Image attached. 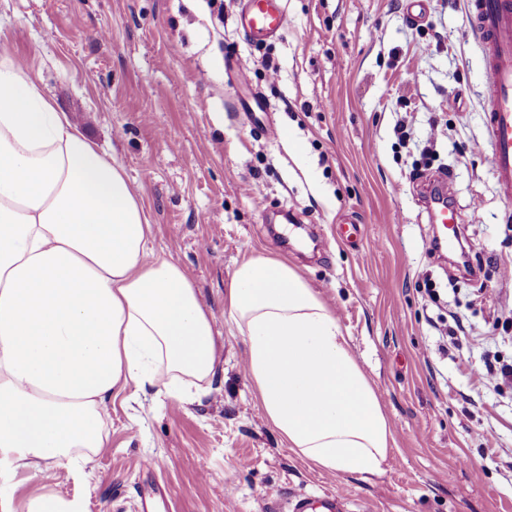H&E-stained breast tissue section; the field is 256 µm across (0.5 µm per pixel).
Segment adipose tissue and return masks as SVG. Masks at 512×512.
<instances>
[{"label":"adipose tissue","mask_w":512,"mask_h":512,"mask_svg":"<svg viewBox=\"0 0 512 512\" xmlns=\"http://www.w3.org/2000/svg\"><path fill=\"white\" fill-rule=\"evenodd\" d=\"M150 235L123 167L0 55V476L90 462L128 388L190 402L210 391L215 317ZM224 309L289 448L329 474L380 473L392 440L380 396L297 268L243 260Z\"/></svg>","instance_id":"obj_1"}]
</instances>
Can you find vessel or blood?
<instances>
[{"instance_id": "1", "label": "vessel or blood", "mask_w": 512, "mask_h": 512, "mask_svg": "<svg viewBox=\"0 0 512 512\" xmlns=\"http://www.w3.org/2000/svg\"><path fill=\"white\" fill-rule=\"evenodd\" d=\"M238 21L251 42L263 43L285 32L289 16L281 0H242ZM469 31L484 48L487 74L486 123L491 145V165L502 186L501 203L512 218V0H466ZM441 187L429 214L431 240L437 249L447 248L460 237L461 215L449 197L454 184L440 174ZM346 494L336 489L321 496L293 499L289 512H344Z\"/></svg>"}]
</instances>
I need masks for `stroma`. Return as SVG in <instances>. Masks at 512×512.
<instances>
[{
    "mask_svg": "<svg viewBox=\"0 0 512 512\" xmlns=\"http://www.w3.org/2000/svg\"><path fill=\"white\" fill-rule=\"evenodd\" d=\"M223 3L0 0V55L25 62L124 168L154 253L187 269L222 336L208 395L126 391L108 451L50 481L20 472L5 488L13 512L44 492L84 512H139L149 479L165 489L159 512H275L337 487L345 512H512V387L480 377L485 360L512 363V279L497 274L512 263V222L464 0H428L418 24L408 0H283L291 26L263 44L239 28L238 0ZM256 93L278 137L235 110ZM441 169L468 269L426 249L425 179ZM259 255L288 257L334 307L392 425L382 472L324 474L265 419L224 313L236 265Z\"/></svg>",
    "mask_w": 512,
    "mask_h": 512,
    "instance_id": "obj_1",
    "label": "stroma"
}]
</instances>
